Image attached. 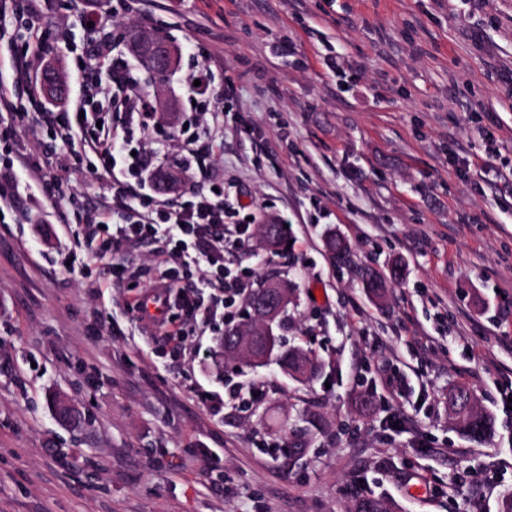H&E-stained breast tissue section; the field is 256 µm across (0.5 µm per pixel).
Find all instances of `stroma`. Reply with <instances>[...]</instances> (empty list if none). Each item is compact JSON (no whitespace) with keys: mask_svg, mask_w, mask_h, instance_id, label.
Masks as SVG:
<instances>
[{"mask_svg":"<svg viewBox=\"0 0 512 512\" xmlns=\"http://www.w3.org/2000/svg\"><path fill=\"white\" fill-rule=\"evenodd\" d=\"M111 6L51 4L70 98L92 52L83 16ZM130 27L166 38L176 69L148 73L120 40ZM112 35L169 126L193 107L188 74L212 71L224 266L290 282L279 333L324 372L225 365L219 336L175 308L145 325L133 307L174 264L168 241L123 246L130 275L112 287L83 259L65 270L69 227L17 172L20 199L0 203V512H350L358 495L392 512H499L512 491V0H125ZM40 143L64 190L100 207L87 158L47 130L20 147ZM146 150L178 193L203 185L176 138ZM272 222L290 239L275 255L256 234ZM331 234L348 246L337 262ZM368 268L381 297L363 288ZM387 364L410 384L393 431L378 424ZM452 383L477 391L490 439L457 431ZM57 394L90 415L81 435L55 420Z\"/></svg>","mask_w":512,"mask_h":512,"instance_id":"1","label":"stroma"}]
</instances>
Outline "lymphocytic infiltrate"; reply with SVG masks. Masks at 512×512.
I'll return each instance as SVG.
<instances>
[{
    "instance_id": "1",
    "label": "lymphocytic infiltrate",
    "mask_w": 512,
    "mask_h": 512,
    "mask_svg": "<svg viewBox=\"0 0 512 512\" xmlns=\"http://www.w3.org/2000/svg\"><path fill=\"white\" fill-rule=\"evenodd\" d=\"M46 7L47 0H0V68L9 72L8 78L0 77V138L14 140L34 123L62 142H79L82 155L93 160L92 173L106 180L112 201L93 211L78 209L76 194L62 193L52 155L45 151L8 150L0 157V170L19 165L40 173L47 195L58 198L56 210L79 228L75 246L91 244L86 262L97 265L110 282L125 278L112 260L122 244L158 235L168 238L174 245L177 272L154 282L150 293L162 306L175 303L187 316H196L197 291L210 285L202 270L224 267V194L141 193V185L151 177L146 145L164 123L153 99L129 80L127 61L113 55L103 20H95L91 27L99 37L94 57L81 60L79 66L92 72L106 70L108 79L86 86L74 109L46 108L33 79L39 59L56 49ZM23 85L28 88L24 103L17 96Z\"/></svg>"
}]
</instances>
